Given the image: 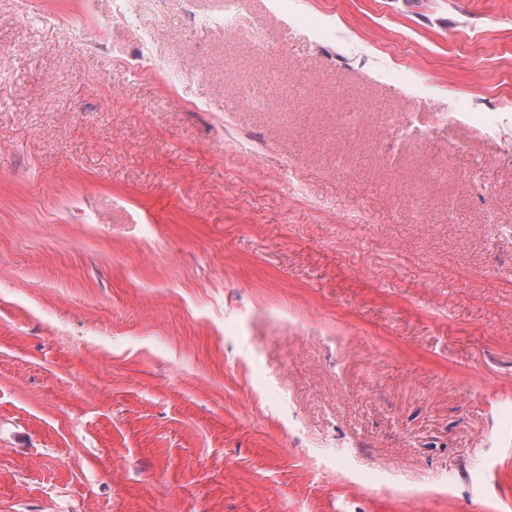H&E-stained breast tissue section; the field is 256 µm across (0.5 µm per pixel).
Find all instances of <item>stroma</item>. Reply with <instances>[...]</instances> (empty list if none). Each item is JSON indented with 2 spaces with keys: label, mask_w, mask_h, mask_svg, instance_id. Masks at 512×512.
I'll return each instance as SVG.
<instances>
[{
  "label": "stroma",
  "mask_w": 512,
  "mask_h": 512,
  "mask_svg": "<svg viewBox=\"0 0 512 512\" xmlns=\"http://www.w3.org/2000/svg\"><path fill=\"white\" fill-rule=\"evenodd\" d=\"M39 2L0 0V512H512V0H246L263 56L163 0L173 89L109 0ZM406 114L452 128L381 153Z\"/></svg>",
  "instance_id": "obj_1"
}]
</instances>
